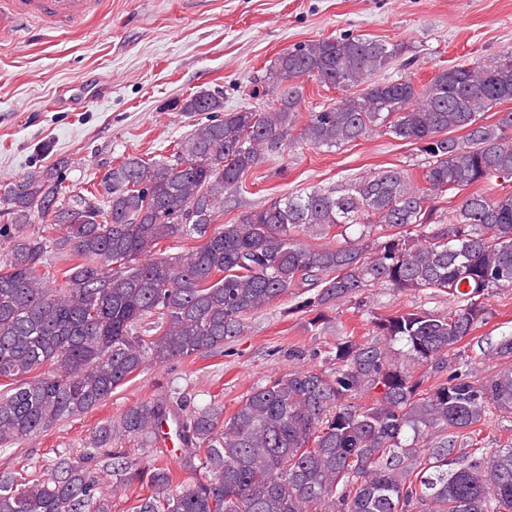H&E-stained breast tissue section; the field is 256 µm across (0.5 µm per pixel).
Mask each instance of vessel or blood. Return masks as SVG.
Masks as SVG:
<instances>
[{
    "label": "vessel or blood",
    "instance_id": "b4317fda",
    "mask_svg": "<svg viewBox=\"0 0 512 512\" xmlns=\"http://www.w3.org/2000/svg\"><path fill=\"white\" fill-rule=\"evenodd\" d=\"M100 0H0V36L17 35L23 23L43 20L73 27L92 19Z\"/></svg>",
    "mask_w": 512,
    "mask_h": 512
}]
</instances>
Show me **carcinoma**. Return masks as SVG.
<instances>
[{"instance_id":"obj_1","label":"carcinoma","mask_w":512,"mask_h":512,"mask_svg":"<svg viewBox=\"0 0 512 512\" xmlns=\"http://www.w3.org/2000/svg\"><path fill=\"white\" fill-rule=\"evenodd\" d=\"M401 55L364 35L296 45L270 70L276 97L264 110L226 112L221 95L200 91L181 100L196 122L169 155H123L78 188L51 167L0 192L3 452L87 414L153 364L221 352L248 315L290 294L315 313L312 326L377 286L444 292L452 304L446 316L375 318L374 340L336 339L331 371L272 377L231 415L185 396L137 402L98 422L79 455L58 453L35 475L1 472L0 512H112V497L136 485L127 512H512V448L488 460L479 446L488 419L512 414V336L496 344L503 367L492 375L448 364L486 324L485 296L512 288V110L482 119L512 102V50L424 84L373 81ZM305 78L344 95L301 125ZM375 133L418 146L423 183L388 167L218 223L245 174L293 140L331 150ZM446 196L459 202L445 208ZM375 225L386 234L370 244ZM332 232L343 243L303 242ZM169 238L200 244L165 256ZM56 256L69 266L49 288ZM420 366L438 381L424 385ZM365 392L372 403H356ZM169 424L188 449L183 469L200 476L162 460L144 470L114 448L122 437L152 448Z\"/></svg>"}]
</instances>
